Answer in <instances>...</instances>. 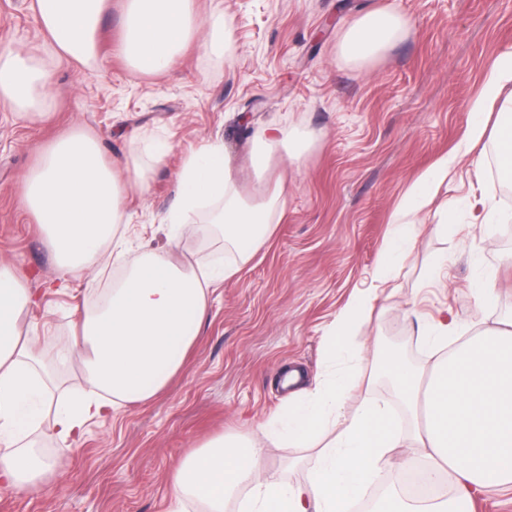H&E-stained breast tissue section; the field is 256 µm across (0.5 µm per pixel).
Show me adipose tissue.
<instances>
[{"label": "adipose tissue", "instance_id": "ef3b65f1", "mask_svg": "<svg viewBox=\"0 0 512 512\" xmlns=\"http://www.w3.org/2000/svg\"><path fill=\"white\" fill-rule=\"evenodd\" d=\"M196 0H123L121 49L133 73L166 72L199 29ZM107 0H30L29 9L47 33L48 54L13 46L0 48V110L37 119L45 115L54 65L88 64L98 51L99 25ZM393 8H374L346 24L338 40L340 56L358 65L369 63L406 29ZM512 84V50L499 55L477 97L469 104L472 122L453 156L438 159L430 172L414 181L398 205L394 229L377 265L379 280H389L396 256L417 235L412 219L427 206L447 180L456 158L471 157L482 167L479 146L492 136L500 170L512 171V97L502 98ZM499 104L494 128H487L489 105ZM158 141L146 156H129L115 173L96 140L75 130L58 138L25 178L24 202L42 224L46 245L56 261L59 283L79 277L103 256L124 258L115 243L119 225L127 223L123 194L128 184L146 187L150 165L171 151ZM286 151L301 163L307 138L297 130L271 124L254 135L248 162L256 176L270 168L273 155ZM262 201L245 203L223 140L217 139L185 157L162 231L165 246L144 244L127 277L103 304L85 312L73 343L57 354L59 366L79 364L88 392L57 410L51 432L60 443L79 438L88 421L99 419L122 403L151 400L176 375L188 349L198 338L209 305V288L249 262L280 223L285 193L258 188ZM207 211L209 223L224 233L233 262L214 270H188L173 254L195 216ZM34 297L25 274L0 260V489L35 493L52 467L50 458L16 452L15 444L40 421L50 401L49 373L36 350L49 328L26 322ZM372 303L361 297L346 306L324 335L328 356L342 359ZM457 326L440 319L423 332V343L441 351L430 372H422L399 356L378 349L376 378L390 383L405 410L398 417L385 402L366 400L348 413L344 403L358 386L348 370L308 384L292 369L285 378L292 391L274 424L260 430L272 441L309 446L327 426L336 436L303 484L271 483L261 477L263 450L255 442L222 437L198 448L177 470L170 489L169 512H187L188 501L205 512H224L225 501L241 487L249 492L243 512H348L386 465L393 449L423 454L421 476L430 484H451L454 495H437L419 505L391 494L384 512H469L474 496L491 489L512 488V319L502 328L470 337L448 349Z\"/></svg>", "mask_w": 512, "mask_h": 512}]
</instances>
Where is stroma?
I'll use <instances>...</instances> for the list:
<instances>
[{
    "label": "stroma",
    "instance_id": "obj_1",
    "mask_svg": "<svg viewBox=\"0 0 512 512\" xmlns=\"http://www.w3.org/2000/svg\"><path fill=\"white\" fill-rule=\"evenodd\" d=\"M28 5L0 0V43L41 45ZM381 6L397 8L407 32L370 63L342 59L337 25ZM196 8L203 19L223 11L232 34L224 58L205 55L194 41L165 74L131 76L120 50L122 0H108L98 59L57 68L52 114L32 122L0 112V259L31 271L28 286L39 300L27 320L51 324L41 346L55 356L117 271L112 263L55 287L52 256L24 204V175L74 129L97 137L116 166L153 138L172 144L147 188H127L131 221L120 231L133 244L162 223L183 159L218 138L246 195L260 181L284 183L286 215L255 257L212 289L199 337L168 385L149 402L89 423L71 445L36 435L52 475L36 494L0 492V512H167L174 472L193 450L223 435L252 437L255 424L285 405L284 368L326 373L323 334L355 296L376 301L350 339L363 375L346 403L350 412L366 398L393 399L385 382L369 378L374 340H400L403 355L428 369L434 358L419 340L417 318L445 314L472 333L512 315V239L504 240L503 225L482 222L481 189L494 177L488 165L478 170L465 160L453 168L419 214V237L392 280L375 279L406 189L453 152L485 73L512 50V0H197ZM272 122L315 140L301 164L276 153L260 179L246 167L248 143ZM448 209L454 221L443 231ZM207 231L197 216L179 247L186 266L230 259L220 233L204 243ZM442 261L441 279L428 281ZM480 274L496 285V301L484 309L472 291ZM318 455L315 447L265 445L262 477L299 483Z\"/></svg>",
    "mask_w": 512,
    "mask_h": 512
}]
</instances>
